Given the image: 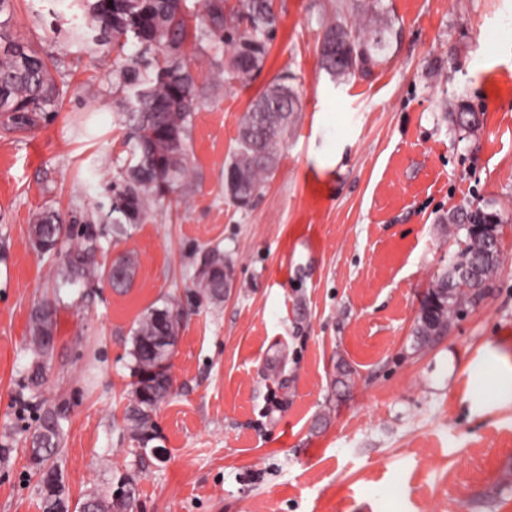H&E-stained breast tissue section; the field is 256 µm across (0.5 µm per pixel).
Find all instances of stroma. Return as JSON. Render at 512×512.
Here are the masks:
<instances>
[{
    "instance_id": "obj_1",
    "label": "stroma",
    "mask_w": 512,
    "mask_h": 512,
    "mask_svg": "<svg viewBox=\"0 0 512 512\" xmlns=\"http://www.w3.org/2000/svg\"><path fill=\"white\" fill-rule=\"evenodd\" d=\"M388 59L337 84L319 64L327 21L353 0H275L268 57L224 83L220 50L187 45L199 100L190 177L106 257L132 251L134 283L85 298L49 278L30 244L36 214L108 205L127 165L112 61L79 43L73 0H13L14 33L61 58L56 114L0 132V512H42L15 397L31 360L35 302L56 305L41 391L70 412L56 465L71 500L135 487L134 512H512V0H383ZM301 101L276 169L250 205L224 163L255 98L280 76ZM478 112L477 132L451 120ZM501 219L488 296L413 353L422 301L458 244L465 203ZM216 247L234 269L222 303L191 277ZM178 302L173 393L154 414L163 459L123 422L131 328ZM353 369L350 387L336 367Z\"/></svg>"
}]
</instances>
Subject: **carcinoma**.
<instances>
[{"mask_svg": "<svg viewBox=\"0 0 512 512\" xmlns=\"http://www.w3.org/2000/svg\"><path fill=\"white\" fill-rule=\"evenodd\" d=\"M183 2L86 0L90 20L98 30L92 41L114 56L112 84L123 93L118 115L126 129L128 165L113 199L115 217L110 223H98L92 211L71 217L67 228L54 212L35 218L32 247L43 255L60 257L55 276L61 286L80 288L89 295L105 284L116 291L133 284L134 253L124 252L110 263L98 262L97 256L103 252L102 241L129 236L152 204L171 193L188 174L185 145L197 99L196 79L184 64L189 38L201 43L215 37L224 44V81L229 85L248 82L264 65L279 22L274 0H202L208 27L193 35ZM356 11L368 17L371 27L353 29L339 16L324 28L320 64L334 80L369 73L389 47L392 22L382 0H356ZM12 19V4L0 0V129L6 133L36 125L56 107L52 70L58 61L12 34ZM131 43L141 46L135 57L125 53ZM297 111L299 99L284 81L272 84L252 102L239 127L237 148L224 164V176H234V181H224L234 202L245 205L260 192L264 179L276 168L280 141L294 125ZM454 121L470 131L479 126L476 114L464 106L454 113ZM448 223L463 233L464 240L416 315L411 345L415 353L434 346L485 299L500 264L496 212L472 204L454 211ZM233 277L224 252L211 248L192 276L193 294L219 304ZM54 315L55 308L48 302H39L31 310L32 358L24 385L30 395L18 393L16 403L22 410H35L28 438L32 464L40 473L43 512H69L59 510L62 502L70 505L69 496L61 473L49 464L62 445L69 403L48 401L39 393L51 366ZM181 324L182 312L170 303L147 309L132 329L131 398L124 422L132 439L143 445L155 439L153 412L172 392L170 359ZM127 492L124 504L113 496H92L77 503L75 512L126 510L133 499V490Z\"/></svg>", "mask_w": 512, "mask_h": 512, "instance_id": "carcinoma-1", "label": "carcinoma"}]
</instances>
